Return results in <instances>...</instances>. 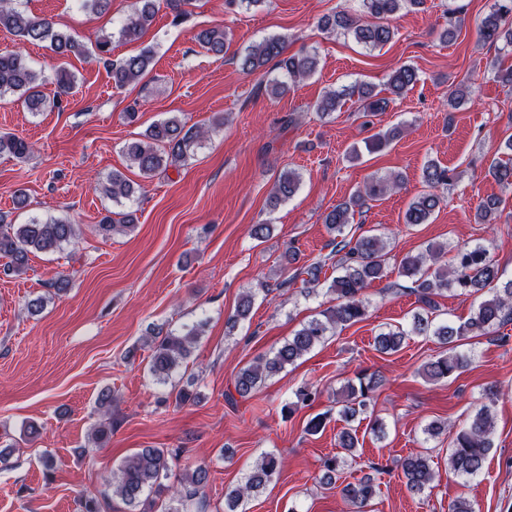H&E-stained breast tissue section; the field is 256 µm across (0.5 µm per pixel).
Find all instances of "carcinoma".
Masks as SVG:
<instances>
[{
	"instance_id": "carcinoma-1",
	"label": "carcinoma",
	"mask_w": 512,
	"mask_h": 512,
	"mask_svg": "<svg viewBox=\"0 0 512 512\" xmlns=\"http://www.w3.org/2000/svg\"><path fill=\"white\" fill-rule=\"evenodd\" d=\"M78 7L94 15L110 10L112 0H75ZM191 0H131V9L120 25L119 33L128 42L139 40L152 24L161 5H166L174 14V20L187 16L185 6ZM425 0H359V11H340L325 15L319 20L324 31L341 30L354 36L366 47H381L392 40L396 28L393 21L403 10L418 9ZM0 30H5L23 42L46 43L56 57L62 59L71 54H84L88 50L101 59L112 52V33L103 31L88 49L72 34L55 26L53 20L28 14L21 10L17 0H0ZM478 34L484 41L502 44V49L512 51V0H497L492 12L486 15ZM196 42L214 55L224 54L228 33L215 26L199 30ZM155 51L145 46L139 51L112 63V84L124 88L143 79L151 70ZM273 64L288 78L283 81L273 78L266 84V90L275 96L287 86L313 75L319 65L316 52L308 51L289 55L286 41L272 37L251 47L241 57L242 69L254 72ZM45 76L21 53L0 51V97L17 94L31 112H41L51 105L58 106L62 98L69 96L76 85L73 72L60 64L55 68L56 96L52 100L42 91ZM418 82L417 71L402 65L395 68L388 78L390 92L401 96ZM340 105L336 91H327L317 101V111L326 115ZM209 130L202 127L186 126L172 115L151 125L143 137L134 139L124 146V153L130 166L138 169L145 177H151L169 167L185 164L194 155L195 147L207 137ZM400 135V130L390 129L378 132L366 141L369 152L379 151ZM32 152L31 145L24 139L10 134L0 135V154L8 153L19 161L26 160ZM488 174L503 186H512V158L494 161ZM423 179L429 191L416 196L404 214L406 224H426L440 207L444 197L437 193L448 185V169L435 161L427 162ZM300 183V176L293 170L280 173L273 186L276 200L292 197ZM404 186V177L397 173L388 178L373 177L357 189L348 200L336 205L325 217L330 232L332 252L340 255L337 261L339 275L333 277L326 293L336 296V304L320 311L305 322L270 354L257 357L241 368L231 381V388L225 391V398L231 402L235 396L247 398L257 392L265 381L288 366L294 365L337 330L366 319L368 315L364 290L375 280L385 277L388 250L387 237L382 234L363 235L355 240L344 236V229L350 223V214L360 209L369 200H377L394 193ZM100 192L118 203L134 193L131 181L120 171L112 172L106 181L99 183ZM500 200L490 198L477 209L476 218L480 224H493ZM135 228L130 212L112 217L107 212L99 223L104 234L129 233ZM77 236V227L62 219H33L26 224H6L0 221V256L9 259L3 268L6 275H19L27 268L29 254L33 252H54ZM323 265L313 263L294 271L276 283V288H264L266 293L281 291L300 275L308 291L320 285ZM400 276L411 279V285L393 284L395 288L416 296L419 311L412 315L409 327H389L375 337V348L381 353L396 352L410 336H432L442 345L444 351L435 359L422 366V375L429 381L448 379L469 364L468 357L458 351L460 341L489 335L494 328L512 321V281L500 288V269L491 258L485 245H461L448 255L447 247L429 243L416 253H407L399 261ZM457 290L471 295L488 291L470 316L459 324L438 319L436 298L443 292ZM205 324L197 322L180 329L154 326L147 331L145 344L151 351L148 370L154 381L168 383L191 355ZM382 385V379L375 373L359 374L348 380L336 393L339 407L336 415L349 423L359 414H365L373 399L374 392ZM319 396L318 388L304 382L294 392V401L283 406L282 412L291 414L302 406L311 404ZM97 412L101 420L92 430V440L104 441L112 432V391L105 389L97 399ZM494 421L490 406L484 405L475 412L471 420L455 431V437L448 454V469L459 477H472L483 467L492 447ZM184 452L182 448H143L126 457L113 471L112 479L105 489L95 494H83L79 498L82 512H105L110 508L111 496H118L128 506L129 512H147L143 504L155 505L163 496H169L166 512H205L206 488L209 471L207 466L198 465L191 472L177 479V485H168L172 463ZM432 456L427 453L410 454L396 461L407 490L421 494L433 482ZM346 459L327 455L321 462L320 482L334 485L338 474L345 466ZM280 469V461L273 453H264L237 486L225 491V502L230 512H237L251 495L271 482ZM375 493L373 480L369 477L340 488L341 497L351 507V512H366V506Z\"/></svg>"
}]
</instances>
